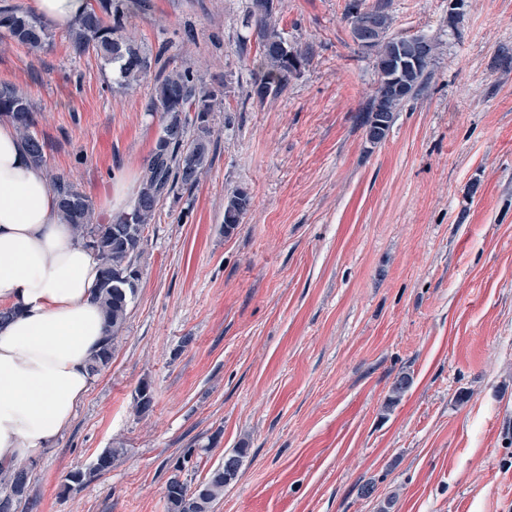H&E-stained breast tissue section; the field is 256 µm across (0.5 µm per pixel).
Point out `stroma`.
<instances>
[{"instance_id": "35a3bbf8", "label": "stroma", "mask_w": 512, "mask_h": 512, "mask_svg": "<svg viewBox=\"0 0 512 512\" xmlns=\"http://www.w3.org/2000/svg\"><path fill=\"white\" fill-rule=\"evenodd\" d=\"M250 3L138 0L126 21L149 56L216 90L217 152L146 230L112 362L34 462L33 512H166L184 449L197 484L241 446L214 512H512V65L496 61L512 0H465L454 19L448 0H365L392 33L438 45L375 145L360 120L378 74L348 0H280L277 26L309 60L261 102ZM115 78L67 29L38 52L0 32V83L32 99L45 174L103 224L161 129L151 80ZM237 189L251 206L228 233ZM110 448V471L66 490Z\"/></svg>"}]
</instances>
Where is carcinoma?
<instances>
[{
  "mask_svg": "<svg viewBox=\"0 0 512 512\" xmlns=\"http://www.w3.org/2000/svg\"><path fill=\"white\" fill-rule=\"evenodd\" d=\"M275 10V0H252L248 15L261 50L259 75L252 87L253 95L259 100L283 92L290 78L308 60V51L282 41V33L272 24ZM130 14V0H98L97 7L90 9L71 33L76 53L92 51L106 63L118 65L126 86L146 78L152 63L159 62L142 54L125 35V19ZM346 18L353 30L364 22H371L375 27L370 51L375 57L378 87L366 108L364 125L367 133L380 139L390 125L393 112L420 90L426 65H399V46L409 39L390 34L391 19L381 7L367 9L363 0H349ZM0 30L31 50L43 48L51 37L44 21L14 7L0 8ZM216 106V92L204 85L192 70L166 66L159 70L148 111L161 113V131L130 209L113 216L108 224L99 223L92 200L76 185L58 176L50 178L61 218L72 226L76 238L93 251L100 265V284L94 301L104 312L108 334L90 363L93 376L112 363L116 341L127 321L129 305L140 281L132 273L138 269L136 258L144 241L142 233L154 221L165 197L178 186L194 188L212 165L211 114ZM0 117L15 126L32 161L44 166L45 142L33 132L36 112L28 95L12 84H0ZM249 206L247 192H233L224 208V233L235 229ZM194 452L190 448L184 453L167 480V512H212L215 502L223 497L224 488L237 476L247 449L237 448L224 456V465L214 467L206 481L193 488L181 478V473ZM118 456L116 448L103 452L90 470L72 472L66 489L81 486L109 471ZM0 474L3 475L0 512H19L21 505L31 501L32 465L0 469Z\"/></svg>",
  "mask_w": 512,
  "mask_h": 512,
  "instance_id": "1",
  "label": "carcinoma"
}]
</instances>
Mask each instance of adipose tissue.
Here are the masks:
<instances>
[{"label": "adipose tissue", "instance_id": "ef3b65f1", "mask_svg": "<svg viewBox=\"0 0 512 512\" xmlns=\"http://www.w3.org/2000/svg\"><path fill=\"white\" fill-rule=\"evenodd\" d=\"M94 253L58 211L13 124L0 121V463L35 457L69 426L106 336Z\"/></svg>", "mask_w": 512, "mask_h": 512}]
</instances>
